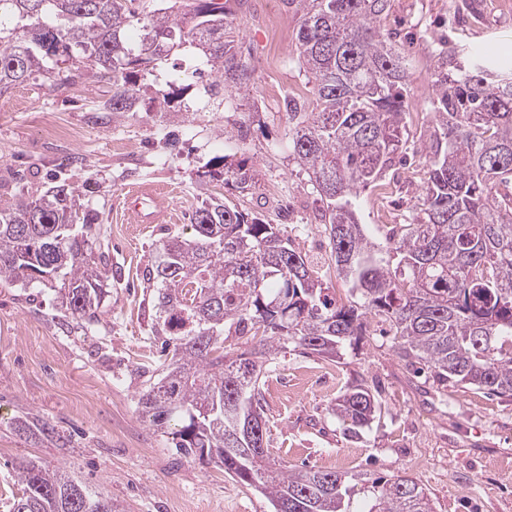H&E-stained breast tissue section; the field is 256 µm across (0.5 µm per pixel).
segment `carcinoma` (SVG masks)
Instances as JSON below:
<instances>
[{"mask_svg": "<svg viewBox=\"0 0 512 512\" xmlns=\"http://www.w3.org/2000/svg\"><path fill=\"white\" fill-rule=\"evenodd\" d=\"M133 0H0V96L40 73L58 87L107 78L112 95L96 112H131L140 74L183 47L207 60L212 85L250 79L238 59L221 0L139 14ZM393 0H298L295 48L314 80L311 110L291 107L292 150L326 208L322 212L337 275L360 302L336 304L314 265L277 227L214 197L195 211L192 234H170L143 273L152 289V328L172 348L161 378L140 393L142 414L171 435L183 455L224 469L288 512H434L412 478L383 480L336 470L293 471L255 463L248 448L268 447L259 386L280 349L336 357L365 332L373 315L390 326L393 352L406 368L425 367L440 386L469 385L512 398V60L479 49L438 54L436 98L423 132L427 179L415 221L375 244L360 222L358 190L396 165L408 135L404 53L377 23ZM245 190L258 171L224 166ZM35 199L0 203V280L61 281L63 323L92 322L112 279L104 254L87 252L75 232L79 188L66 178ZM255 342L230 357L224 344ZM381 406L370 387L352 386L336 417L367 426ZM15 429L57 448L65 436L38 415ZM22 494L11 512H120L62 468L18 467Z\"/></svg>", "mask_w": 512, "mask_h": 512, "instance_id": "carcinoma-1", "label": "carcinoma"}]
</instances>
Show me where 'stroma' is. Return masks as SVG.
Instances as JSON below:
<instances>
[{"label":"stroma","mask_w":512,"mask_h":512,"mask_svg":"<svg viewBox=\"0 0 512 512\" xmlns=\"http://www.w3.org/2000/svg\"><path fill=\"white\" fill-rule=\"evenodd\" d=\"M474 2L478 15L470 22H454L448 0H394L380 22L382 34L408 52L417 117L408 124L409 162L360 192L361 221L377 244L386 242L388 218L408 220L420 206L426 169L418 152L432 119L438 53L450 45L512 54V8ZM300 17L292 0H232L228 22L251 79L227 98L204 99L195 90L181 102L157 98L165 78L202 68L188 54L168 61L135 112L96 116L112 87L90 80L60 88L37 74L0 96V201L20 190L39 196L54 175L78 187L91 183L80 198L98 218L89 240L94 252L108 253L114 274L88 326L61 325L49 287L0 282V512H9L20 492L16 467L29 461L62 467L121 512H271L258 491L181 456L143 417L138 396L161 346L144 313L151 297L142 277L158 242L189 233L199 203L217 197L279 225L322 274L330 297L348 299L319 222L323 203L290 145L284 98H313L295 51ZM227 157L258 170L249 190L239 191L225 174ZM205 165L212 175L202 182L197 171ZM146 186L165 201L162 222L138 224L128 214ZM359 383L376 391L381 411L354 434L334 406ZM261 388L269 448L292 469L407 476L426 488L434 512H512V399H490L467 385L439 390L411 376L377 321L333 359L287 346L267 366ZM25 412L55 424L68 446L15 432L13 419Z\"/></svg>","instance_id":"1"}]
</instances>
